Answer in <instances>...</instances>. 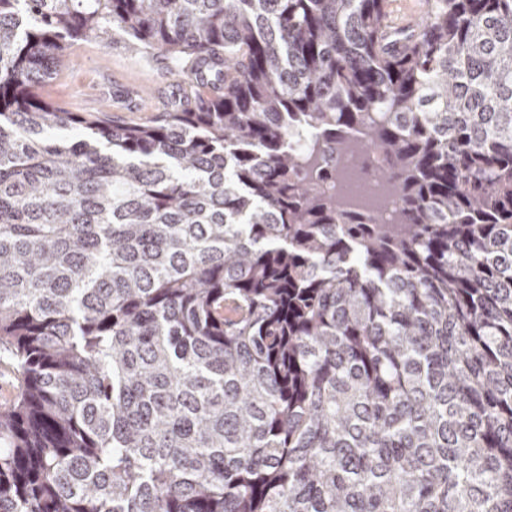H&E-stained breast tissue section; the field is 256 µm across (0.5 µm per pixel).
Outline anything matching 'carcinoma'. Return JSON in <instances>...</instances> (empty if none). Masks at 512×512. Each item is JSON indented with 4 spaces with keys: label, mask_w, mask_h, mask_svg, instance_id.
Returning <instances> with one entry per match:
<instances>
[{
    "label": "carcinoma",
    "mask_w": 512,
    "mask_h": 512,
    "mask_svg": "<svg viewBox=\"0 0 512 512\" xmlns=\"http://www.w3.org/2000/svg\"><path fill=\"white\" fill-rule=\"evenodd\" d=\"M387 7L0 0V512H512V0ZM114 31L149 124L41 94ZM391 9L395 18L405 17L408 14H416L419 18L422 14L423 2L421 0H391ZM409 15L404 20L396 22L399 27L413 28L418 25V17ZM372 154H365V160L349 159L347 167L354 170L356 177L351 185L354 191L361 194L377 192L381 182L378 178L380 162H371ZM22 378L13 362L0 354V405L10 403L18 394Z\"/></svg>",
    "instance_id": "cac0c4a2"
}]
</instances>
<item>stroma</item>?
I'll list each match as a JSON object with an SVG mask.
<instances>
[{
  "instance_id": "1",
  "label": "stroma",
  "mask_w": 512,
  "mask_h": 512,
  "mask_svg": "<svg viewBox=\"0 0 512 512\" xmlns=\"http://www.w3.org/2000/svg\"><path fill=\"white\" fill-rule=\"evenodd\" d=\"M176 82L158 60L132 52L125 36L116 33L106 46L90 39L75 43L70 63L43 94L72 111L88 104L96 112L109 110L117 122L147 124Z\"/></svg>"
}]
</instances>
